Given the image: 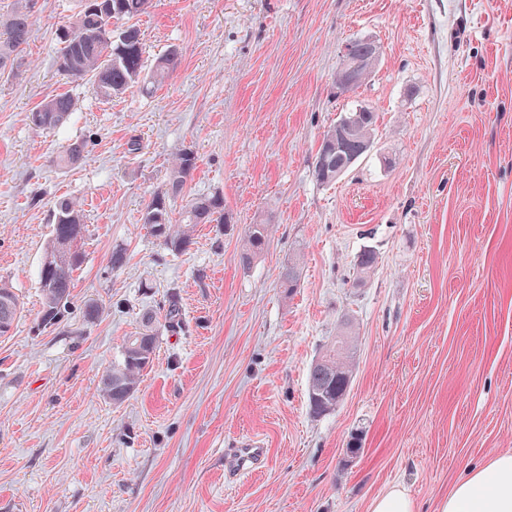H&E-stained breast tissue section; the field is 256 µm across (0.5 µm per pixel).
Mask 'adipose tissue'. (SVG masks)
<instances>
[{
  "mask_svg": "<svg viewBox=\"0 0 512 512\" xmlns=\"http://www.w3.org/2000/svg\"><path fill=\"white\" fill-rule=\"evenodd\" d=\"M437 512H512V452L471 469L439 499Z\"/></svg>",
  "mask_w": 512,
  "mask_h": 512,
  "instance_id": "1",
  "label": "adipose tissue"
}]
</instances>
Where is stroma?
I'll return each mask as SVG.
<instances>
[{
    "label": "stroma",
    "mask_w": 512,
    "mask_h": 512,
    "mask_svg": "<svg viewBox=\"0 0 512 512\" xmlns=\"http://www.w3.org/2000/svg\"><path fill=\"white\" fill-rule=\"evenodd\" d=\"M74 8L0 0V19L32 22L20 76L0 75V279L24 304L0 336V512H368L394 484L435 512L470 468L512 450V0H151L135 20L145 62L175 48L177 67L156 92L109 101L57 71ZM355 37L380 59L340 96ZM63 91L78 111L33 129L29 113ZM357 104L379 114L373 147L319 183L323 134ZM82 139L78 164H54ZM184 149L197 164L173 214L216 195L224 221L175 253L143 214ZM62 197L83 203L87 232L70 308L44 326L37 272ZM260 221L271 244L243 266ZM366 249L378 262L357 286ZM171 292L185 331L157 324L152 364L112 403L102 376ZM90 300L104 313L87 323ZM345 318L353 381L317 417L309 370ZM246 438L266 456L228 473Z\"/></svg>",
    "instance_id": "1"
}]
</instances>
